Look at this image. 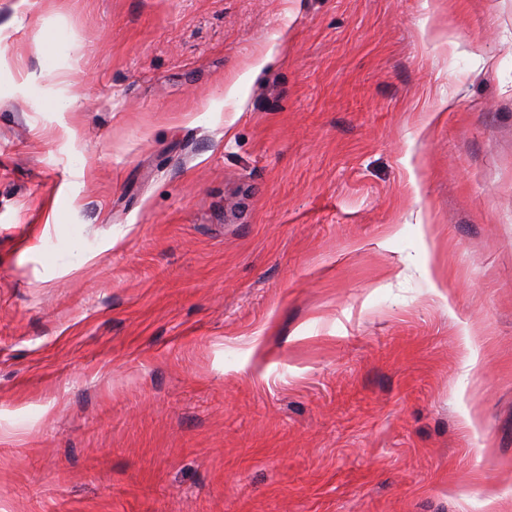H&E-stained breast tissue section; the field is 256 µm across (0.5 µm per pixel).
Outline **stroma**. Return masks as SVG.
Listing matches in <instances>:
<instances>
[{
	"mask_svg": "<svg viewBox=\"0 0 512 512\" xmlns=\"http://www.w3.org/2000/svg\"><path fill=\"white\" fill-rule=\"evenodd\" d=\"M0 512H512V0H0Z\"/></svg>",
	"mask_w": 512,
	"mask_h": 512,
	"instance_id": "1",
	"label": "stroma"
}]
</instances>
